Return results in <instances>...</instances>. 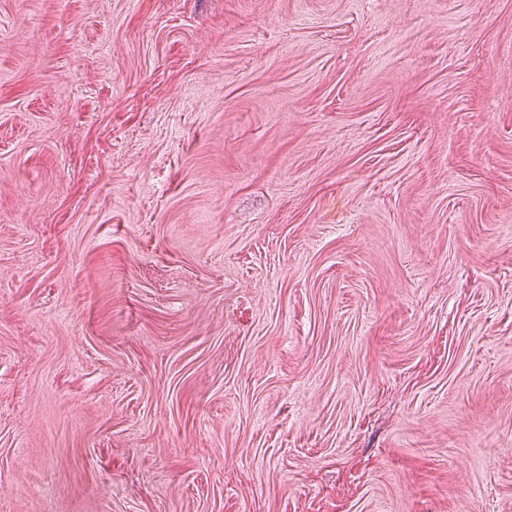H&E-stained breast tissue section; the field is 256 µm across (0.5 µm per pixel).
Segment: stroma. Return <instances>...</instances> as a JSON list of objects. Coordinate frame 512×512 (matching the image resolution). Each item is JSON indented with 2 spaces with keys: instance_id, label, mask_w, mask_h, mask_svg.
<instances>
[{
  "instance_id": "stroma-1",
  "label": "stroma",
  "mask_w": 512,
  "mask_h": 512,
  "mask_svg": "<svg viewBox=\"0 0 512 512\" xmlns=\"http://www.w3.org/2000/svg\"><path fill=\"white\" fill-rule=\"evenodd\" d=\"M0 512H512V0H0Z\"/></svg>"
}]
</instances>
